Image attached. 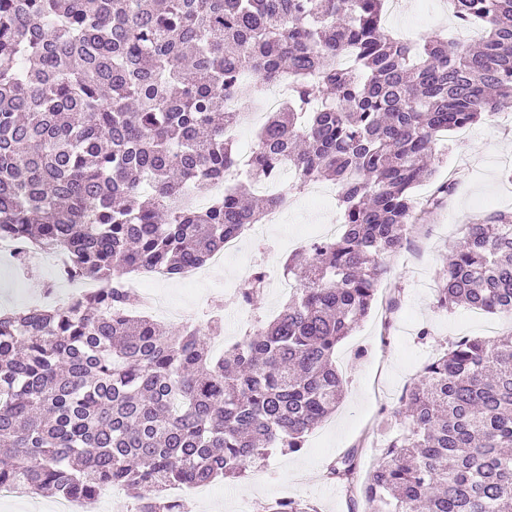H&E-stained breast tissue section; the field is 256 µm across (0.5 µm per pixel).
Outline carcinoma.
<instances>
[{"label": "carcinoma", "instance_id": "1", "mask_svg": "<svg viewBox=\"0 0 512 512\" xmlns=\"http://www.w3.org/2000/svg\"><path fill=\"white\" fill-rule=\"evenodd\" d=\"M386 2L0 0V235L95 284L0 314V488L93 503L121 487L135 512H183L168 487L296 452L336 409V346L403 245L437 135L512 108V0H448L476 45L403 41ZM285 79L233 173L239 98ZM285 164L293 181L255 205L254 180ZM326 178L339 234L288 256L283 309L223 356L218 320L166 331L133 314L129 272L178 278ZM439 278L438 307L512 319V213L468 225ZM253 279L234 303L256 310L262 264ZM402 402L377 463L361 473L352 450L329 478L360 485L365 512H512V333L452 342Z\"/></svg>", "mask_w": 512, "mask_h": 512}]
</instances>
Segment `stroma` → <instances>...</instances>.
I'll list each match as a JSON object with an SVG mask.
<instances>
[{"mask_svg":"<svg viewBox=\"0 0 512 512\" xmlns=\"http://www.w3.org/2000/svg\"><path fill=\"white\" fill-rule=\"evenodd\" d=\"M403 9H387L389 32L412 40L433 33L455 36L457 24L448 0H402ZM436 178L454 183L452 194L435 210L425 209L404 246L387 259L389 274L380 282L369 314L336 348V367L345 393L335 412L306 438L301 450L275 452L244 477L212 485L210 494L188 497L185 512H267L283 499L306 502L314 512H362L358 491L333 484L328 466L351 448L359 449L364 468L403 429L393 412L405 388L423 366L461 337L496 339L512 332V321L458 306L436 303L438 277L467 224L494 211L512 212V110L489 122L452 130L436 144ZM333 183L320 181L297 194L283 220L263 224L258 236L242 239L243 252L228 258L219 273H204L192 282L157 284L173 305L206 313L224 305V289L237 283L239 267L271 244V258L283 264L288 254L335 223L339 210ZM52 267L37 254L20 262L0 259V308H20L43 292L57 304L66 296L56 290Z\"/></svg>","mask_w":512,"mask_h":512,"instance_id":"stroma-1","label":"stroma"}]
</instances>
